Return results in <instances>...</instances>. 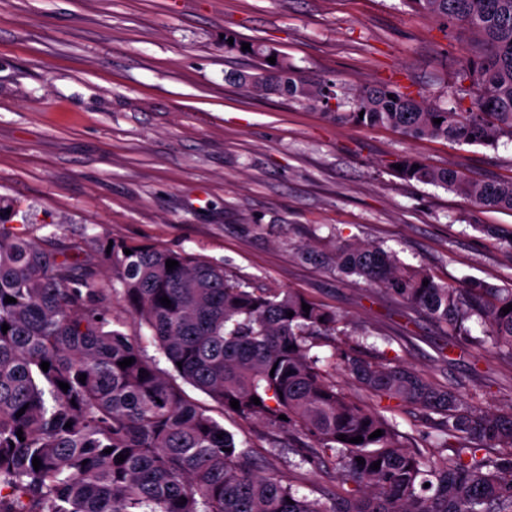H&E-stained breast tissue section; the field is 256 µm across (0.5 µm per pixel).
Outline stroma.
<instances>
[{
	"label": "stroma",
	"mask_w": 512,
	"mask_h": 512,
	"mask_svg": "<svg viewBox=\"0 0 512 512\" xmlns=\"http://www.w3.org/2000/svg\"><path fill=\"white\" fill-rule=\"evenodd\" d=\"M228 31L330 81L343 112L364 84L447 109L473 92L460 76L473 35L404 0H0V197L17 208L10 225L84 242L95 264L97 237L223 263L251 288H283L336 311L387 359L437 386L461 382L462 397L482 410L507 409L512 364L487 346L446 347L431 320L408 317L301 249L368 242L453 287L512 286V254L500 241L512 213L391 168L412 154L475 180H507L512 141L413 140L247 92L236 77L257 61L225 49ZM182 389L253 448L262 471L287 475L291 453L271 452L287 429Z\"/></svg>",
	"instance_id": "35a3bbf8"
}]
</instances>
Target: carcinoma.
<instances>
[{
  "mask_svg": "<svg viewBox=\"0 0 512 512\" xmlns=\"http://www.w3.org/2000/svg\"><path fill=\"white\" fill-rule=\"evenodd\" d=\"M404 2L444 28H467L477 37L481 50L461 73L475 88L471 105L445 109L368 85L351 111L327 116L391 127L412 139L490 147L512 141V0ZM245 54L259 62L257 73L240 78L245 87L331 107V83L302 78L265 44L252 42ZM396 163L406 181L512 211V179L472 180L412 155ZM95 244L110 280L80 260L81 246H44L0 224V326L9 325L0 331V512H512V406L486 412L409 366L365 354L366 343L344 330L342 316L300 293H257L245 280L228 278L222 264L184 252L116 239ZM168 259L178 266L167 270ZM329 261L338 275L359 277L431 318L448 347L487 343L512 363V311H501L512 303V288L479 281L453 288L369 243L340 242ZM8 296L16 302H4ZM164 296L171 306L161 304ZM114 301L148 329L192 386L227 409L238 400L233 413L244 419L306 437L301 447L288 444L299 457L290 463L292 476L258 470L252 451L124 333L112 317ZM333 336L345 337L346 346H333L324 358L312 352ZM125 358L134 362L122 368ZM322 362L339 365L380 399L425 411L434 451L408 446L395 422L348 400L326 380ZM377 430L383 435L369 438ZM357 436L363 441L349 442ZM376 461L380 468L373 470ZM325 463L334 465L336 484L313 499L299 495L303 467Z\"/></svg>",
  "mask_w": 512,
  "mask_h": 512,
  "instance_id": "1",
  "label": "carcinoma"
}]
</instances>
